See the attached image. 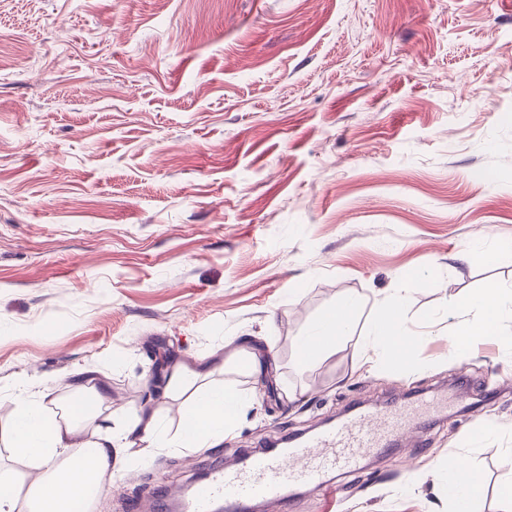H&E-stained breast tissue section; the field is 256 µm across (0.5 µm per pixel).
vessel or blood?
<instances>
[{
    "label": "vessel or blood",
    "mask_w": 512,
    "mask_h": 512,
    "mask_svg": "<svg viewBox=\"0 0 512 512\" xmlns=\"http://www.w3.org/2000/svg\"><path fill=\"white\" fill-rule=\"evenodd\" d=\"M425 416L424 410L411 405L353 413L293 446L254 453L236 471L214 465L206 481L180 498L178 508L180 512H251L258 501L281 508L286 490L297 486L335 496L333 473L354 471L389 435L413 430Z\"/></svg>",
    "instance_id": "1"
}]
</instances>
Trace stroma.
Wrapping results in <instances>:
<instances>
[{
  "instance_id": "stroma-1",
  "label": "stroma",
  "mask_w": 512,
  "mask_h": 512,
  "mask_svg": "<svg viewBox=\"0 0 512 512\" xmlns=\"http://www.w3.org/2000/svg\"><path fill=\"white\" fill-rule=\"evenodd\" d=\"M503 243L512 0H0V443L22 379L56 412L75 380L104 386L103 428L146 404L168 437L170 378L198 357L222 360L211 383L263 388L223 442L130 456L93 512L405 390L447 405L288 512H450L452 457L482 475L474 512H500L512 390L483 380L512 379V316L459 357L479 314L451 303L512 287V260L486 256ZM398 288L417 340L387 374L362 338ZM350 294L346 339L297 366L294 336ZM233 336L260 373L227 366Z\"/></svg>"
}]
</instances>
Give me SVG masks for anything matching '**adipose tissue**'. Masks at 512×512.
Returning <instances> with one entry per match:
<instances>
[{"mask_svg": "<svg viewBox=\"0 0 512 512\" xmlns=\"http://www.w3.org/2000/svg\"><path fill=\"white\" fill-rule=\"evenodd\" d=\"M406 296L396 293L366 336L372 367L387 371L402 369L412 351L415 334L404 317ZM363 300L357 296L341 298L328 308L319 322L294 339L295 361L305 367L335 351L347 336ZM477 307L481 317L477 324H465L457 332L453 345L463 352L470 337L497 331L504 315H512V290L491 283L468 299L456 301L465 310ZM210 374L206 360L177 370L179 380L196 384L181 432L167 440L156 429L154 415L138 409L118 432L102 429L95 412L107 400L103 390L83 391V402L68 411L55 414L46 408L48 391L31 392L29 382L18 386L12 419L9 452L12 456L35 464L38 477L27 489L25 500H18L13 490L0 486V512H75L78 505L94 502L118 470V452L137 447L142 453L164 445L175 448H201L222 437L236 421L248 397L231 385L207 384Z\"/></svg>", "mask_w": 512, "mask_h": 512, "instance_id": "1", "label": "adipose tissue"}]
</instances>
